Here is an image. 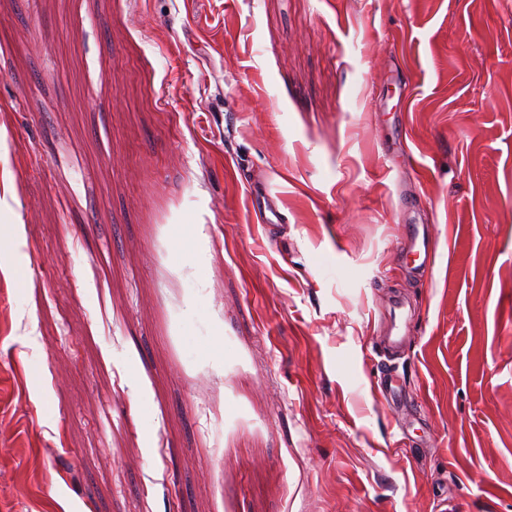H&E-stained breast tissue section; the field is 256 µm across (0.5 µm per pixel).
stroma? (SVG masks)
<instances>
[{"label": "stroma", "instance_id": "stroma-1", "mask_svg": "<svg viewBox=\"0 0 512 512\" xmlns=\"http://www.w3.org/2000/svg\"><path fill=\"white\" fill-rule=\"evenodd\" d=\"M0 512H512V0H0Z\"/></svg>", "mask_w": 512, "mask_h": 512}]
</instances>
